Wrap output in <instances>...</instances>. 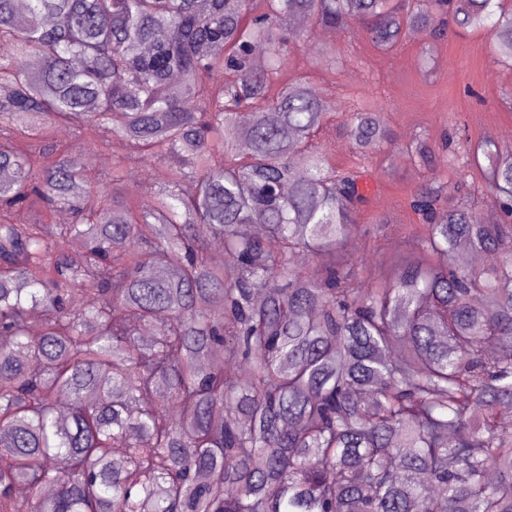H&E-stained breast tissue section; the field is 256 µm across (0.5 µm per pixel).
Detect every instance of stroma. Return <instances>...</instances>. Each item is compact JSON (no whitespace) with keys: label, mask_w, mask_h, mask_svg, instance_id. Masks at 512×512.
<instances>
[{"label":"stroma","mask_w":512,"mask_h":512,"mask_svg":"<svg viewBox=\"0 0 512 512\" xmlns=\"http://www.w3.org/2000/svg\"><path fill=\"white\" fill-rule=\"evenodd\" d=\"M324 44L335 50V65L312 69L307 77L326 99L331 124H341L372 100L395 133L392 147L366 161L369 202L358 216L357 232L344 246L348 266L368 285L378 273L372 252L405 250L423 230L408 200L427 169L407 152L409 142L424 137L436 143L446 132L464 146L489 139L500 152L512 153V143L504 139L512 130V102L502 98L503 89L512 87V67L496 61L484 32L470 29L438 44L430 60L423 54L424 36L417 31L385 52L375 50L358 27L317 34L302 50L312 54ZM97 138L94 126L63 124L55 142L66 155L81 152L83 167L101 181L112 171V158L91 156ZM164 179L162 164L143 156L128 167L123 188L148 205L150 186Z\"/></svg>","instance_id":"stroma-1"}]
</instances>
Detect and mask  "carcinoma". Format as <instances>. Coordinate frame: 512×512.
I'll return each instance as SVG.
<instances>
[{
    "mask_svg": "<svg viewBox=\"0 0 512 512\" xmlns=\"http://www.w3.org/2000/svg\"><path fill=\"white\" fill-rule=\"evenodd\" d=\"M354 25L381 51L419 30L428 56L485 31L512 63L504 0H0V512H512V154L414 140L423 232L363 287L343 246L393 133L359 108L336 167L327 102L288 74ZM62 123L130 152L94 184ZM141 153L168 170L147 207L123 190ZM324 143L329 147L332 161L336 166H347L354 161L356 156L350 141L343 135L330 131L325 135ZM466 180L470 184V196L468 203L471 209L481 215L485 216L486 207V186L485 181L480 169L473 167L468 169Z\"/></svg>",
    "mask_w": 512,
    "mask_h": 512,
    "instance_id": "cac0c4a2",
    "label": "carcinoma"
}]
</instances>
